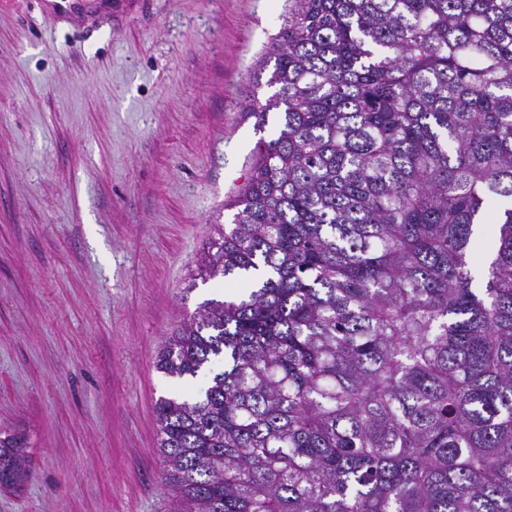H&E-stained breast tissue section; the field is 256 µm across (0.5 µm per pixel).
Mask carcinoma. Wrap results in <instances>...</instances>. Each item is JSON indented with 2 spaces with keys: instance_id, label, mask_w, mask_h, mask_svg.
<instances>
[{
  "instance_id": "obj_1",
  "label": "carcinoma",
  "mask_w": 512,
  "mask_h": 512,
  "mask_svg": "<svg viewBox=\"0 0 512 512\" xmlns=\"http://www.w3.org/2000/svg\"><path fill=\"white\" fill-rule=\"evenodd\" d=\"M289 3L247 105L278 131L201 258L247 292L158 356L222 363L157 403L172 512H512V0Z\"/></svg>"
}]
</instances>
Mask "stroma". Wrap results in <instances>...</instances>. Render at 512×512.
<instances>
[{"mask_svg":"<svg viewBox=\"0 0 512 512\" xmlns=\"http://www.w3.org/2000/svg\"><path fill=\"white\" fill-rule=\"evenodd\" d=\"M288 0H12L0 8V432L27 476L0 512H169L156 359L240 291L202 280L247 182L245 110Z\"/></svg>","mask_w":512,"mask_h":512,"instance_id":"obj_1","label":"stroma"}]
</instances>
